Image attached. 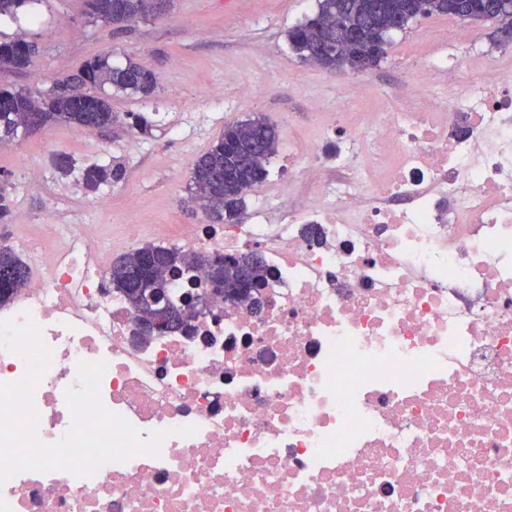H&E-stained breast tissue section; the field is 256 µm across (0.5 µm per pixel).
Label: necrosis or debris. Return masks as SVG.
I'll return each instance as SVG.
<instances>
[{
  "label": "necrosis or debris",
  "instance_id": "necrosis-or-debris-1",
  "mask_svg": "<svg viewBox=\"0 0 512 512\" xmlns=\"http://www.w3.org/2000/svg\"><path fill=\"white\" fill-rule=\"evenodd\" d=\"M456 67L475 80L447 110L418 86L324 122L338 177L282 191L286 223L183 225L190 253L262 248L261 312L220 302L136 343L92 225L1 235L33 267L0 321L53 350L36 378L0 351L39 439L67 434L82 361L106 363V408L167 436L90 475L19 473L0 512H512V64Z\"/></svg>",
  "mask_w": 512,
  "mask_h": 512
}]
</instances>
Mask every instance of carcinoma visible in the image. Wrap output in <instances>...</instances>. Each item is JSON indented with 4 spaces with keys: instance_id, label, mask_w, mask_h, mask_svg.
<instances>
[{
    "instance_id": "obj_1",
    "label": "carcinoma",
    "mask_w": 512,
    "mask_h": 512,
    "mask_svg": "<svg viewBox=\"0 0 512 512\" xmlns=\"http://www.w3.org/2000/svg\"><path fill=\"white\" fill-rule=\"evenodd\" d=\"M85 5L89 18L109 24L115 11L127 23L159 13L156 0H85ZM433 14H464L467 20L476 22L490 16L496 37L512 34V7L505 6L503 0H317L314 15L288 31V42L301 61L326 70H336L344 61L365 52L375 67L384 58L395 20L408 23ZM329 42L342 45V52L322 51ZM36 50V43L22 36L0 41V70H25ZM89 86L148 95L157 89L158 76L135 62L114 66L109 56L99 55L86 62L78 77L61 79L46 91L1 88L0 141L13 139L20 132L33 134L48 124L85 128L112 125L115 115L111 98L87 92ZM279 144L277 127L259 117L224 127V135L195 163L191 187L194 203L219 224L238 223L245 194L268 176L265 164L253 161L254 154L262 153L267 161L277 153ZM121 177L119 168L95 164L83 171V184L93 191ZM153 251L162 254L163 268L149 265L148 254ZM210 258V254H188L175 246L136 247L112 263V290L122 294L135 310L145 300L140 288H152L165 295L168 311L178 317L184 312L182 301L170 295L171 280L165 273L189 272ZM222 271L231 295L236 293L240 274H247L259 286L268 274L264 259L248 253L223 257ZM28 279V268L15 251L0 246V302H9Z\"/></svg>"
}]
</instances>
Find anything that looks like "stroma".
Here are the masks:
<instances>
[{"mask_svg":"<svg viewBox=\"0 0 512 512\" xmlns=\"http://www.w3.org/2000/svg\"><path fill=\"white\" fill-rule=\"evenodd\" d=\"M38 23L27 18L0 20V37L26 34L38 45L21 73L0 71V85L49 87L80 72L97 55L116 65L134 61L157 71L159 86L148 97L116 93V119L103 130L53 124L31 136L0 143V188L11 201V223L95 224L113 256L126 251L123 230L144 225L143 243L161 244L160 224H197L201 211L185 208L197 159L222 136L227 124L261 117L276 125L282 141L267 179L244 197L242 219L261 216L279 223L278 189L289 185L297 200L311 184L288 171L287 142L316 144L323 159H333L334 140L321 137L315 112H335L343 86L361 84L353 109L373 112L395 104L423 75L419 40L428 30L448 34V53L482 61L512 59V44L500 45L492 29L448 15L417 17L394 32L385 57L364 73L329 71L303 63L288 45L289 30L314 14L316 0H170L168 11L129 23L124 30L90 22L84 0H39ZM249 84L253 94L242 98ZM147 121L129 124V114ZM64 153L72 168L59 170ZM120 167V181L87 191L82 168Z\"/></svg>","mask_w":512,"mask_h":512,"instance_id":"1","label":"stroma"}]
</instances>
